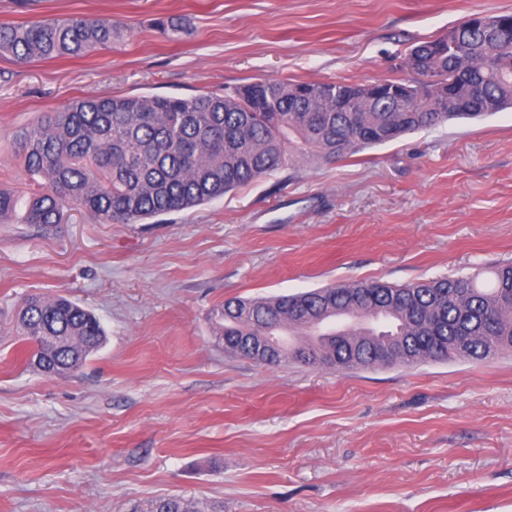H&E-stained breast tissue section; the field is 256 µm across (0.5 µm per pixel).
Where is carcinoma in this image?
<instances>
[{
  "label": "carcinoma",
  "mask_w": 512,
  "mask_h": 512,
  "mask_svg": "<svg viewBox=\"0 0 512 512\" xmlns=\"http://www.w3.org/2000/svg\"><path fill=\"white\" fill-rule=\"evenodd\" d=\"M122 29L104 17H45L0 25V53L26 64L80 57L107 47ZM414 73L432 72L425 90L380 79L367 84L264 79L222 93L182 98L135 95L83 98L16 135L29 177L26 190L0 183V223L24 203V224H63L71 206L102 224H138L190 210L266 178L301 160L334 162L399 137L456 119L512 107V14H473L448 34L415 46L405 59ZM418 112H396L401 102ZM355 104L357 112L347 108ZM479 274L421 279L395 286L380 281L331 284L269 298L224 301L218 324L236 355L255 360L250 342L284 331L305 339L279 346L267 366L298 361L309 348L329 367L413 366L448 358L486 360L512 351V262ZM383 315L382 329L316 332L329 317ZM21 336L44 337L41 364L53 373L77 370L102 345L99 320L65 296L30 295L18 313ZM150 512H214L185 500L159 498Z\"/></svg>",
  "instance_id": "obj_1"
}]
</instances>
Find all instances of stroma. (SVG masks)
<instances>
[{"instance_id":"obj_1","label":"stroma","mask_w":512,"mask_h":512,"mask_svg":"<svg viewBox=\"0 0 512 512\" xmlns=\"http://www.w3.org/2000/svg\"><path fill=\"white\" fill-rule=\"evenodd\" d=\"M512 0H0V24L97 15L127 29L79 58L0 55V182L14 134L85 97L223 92L259 78L413 79L403 61ZM186 26L172 40L161 30ZM512 257V109L330 164L298 162L139 224L71 211L0 223V512H512V352L338 372L224 350L225 300L404 284ZM32 293L106 338L73 372L27 365ZM214 507L205 504L200 508L196 504L176 498H159L156 499L151 506L149 512H221L214 511ZM207 509V510H206Z\"/></svg>"}]
</instances>
